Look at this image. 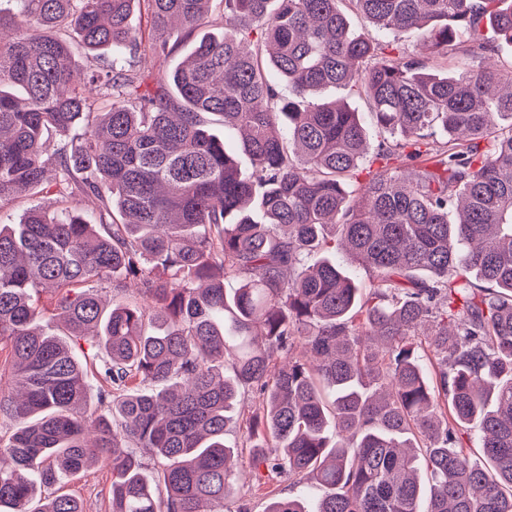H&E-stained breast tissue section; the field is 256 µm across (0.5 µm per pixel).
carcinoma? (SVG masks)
I'll use <instances>...</instances> for the list:
<instances>
[{
	"label": "carcinoma",
	"mask_w": 512,
	"mask_h": 512,
	"mask_svg": "<svg viewBox=\"0 0 512 512\" xmlns=\"http://www.w3.org/2000/svg\"><path fill=\"white\" fill-rule=\"evenodd\" d=\"M0 10V512L100 462L111 512H224L251 481L314 482L265 512H512V0H14ZM143 7L158 36L133 25ZM201 27L179 67L146 79ZM86 51L79 65L66 39ZM421 31V55L388 39ZM376 30L387 36H372ZM470 61L440 74L427 60ZM285 83L288 93L281 91ZM327 87L365 94L379 140ZM240 135L238 155L204 125ZM67 139L49 150L44 134ZM352 255L362 291L326 245ZM145 301L107 311L98 286ZM51 315L69 340L42 331ZM103 347L94 372L70 342ZM107 416L87 410L91 390ZM259 404L230 438L241 393ZM476 428L484 461L462 434ZM164 460L166 497L142 462ZM39 205L49 214H56L61 208L55 197L51 194L41 192H23L15 196L14 200L5 206L2 212V219L7 223H17L23 214L30 207Z\"/></svg>",
	"instance_id": "obj_1"
}]
</instances>
